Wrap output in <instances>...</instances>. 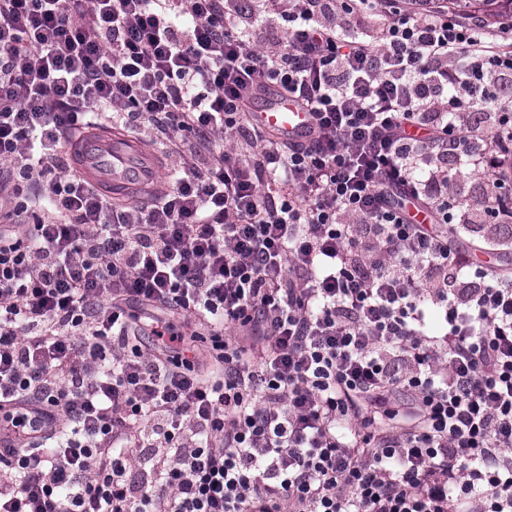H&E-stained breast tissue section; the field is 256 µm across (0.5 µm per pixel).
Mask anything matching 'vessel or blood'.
<instances>
[{
	"mask_svg": "<svg viewBox=\"0 0 512 512\" xmlns=\"http://www.w3.org/2000/svg\"><path fill=\"white\" fill-rule=\"evenodd\" d=\"M252 119L263 131L287 142L309 140L315 126L312 112L280 91L271 92ZM68 150L87 178L118 201L160 177L155 155L119 130L83 134L73 139Z\"/></svg>",
	"mask_w": 512,
	"mask_h": 512,
	"instance_id": "vessel-or-blood-1",
	"label": "vessel or blood"
}]
</instances>
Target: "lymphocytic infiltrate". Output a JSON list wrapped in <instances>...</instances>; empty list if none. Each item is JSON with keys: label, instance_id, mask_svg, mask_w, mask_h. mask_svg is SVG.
<instances>
[{"label": "lymphocytic infiltrate", "instance_id": "f902f5d3", "mask_svg": "<svg viewBox=\"0 0 512 512\" xmlns=\"http://www.w3.org/2000/svg\"><path fill=\"white\" fill-rule=\"evenodd\" d=\"M238 2L0 0V195L8 166L30 187L0 225V427L46 422L0 456V512H512V275L448 240L449 161L488 165L489 218L512 204L488 88L512 25L288 0L275 26ZM367 13L377 37L346 35ZM269 86L309 141L253 124ZM106 118L194 134L193 165L113 208L62 142ZM158 310L230 334L210 352ZM132 446L161 451L136 481Z\"/></svg>", "mask_w": 512, "mask_h": 512}]
</instances>
